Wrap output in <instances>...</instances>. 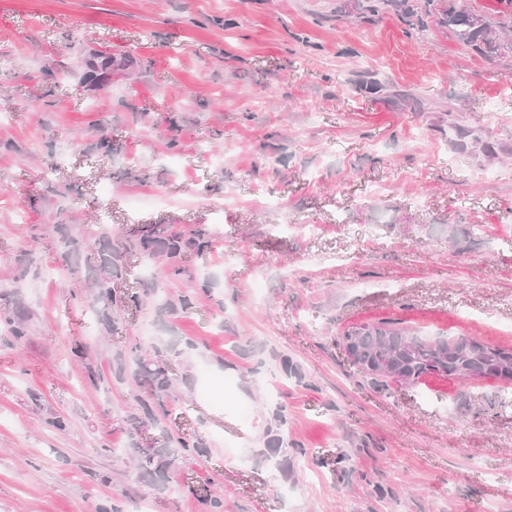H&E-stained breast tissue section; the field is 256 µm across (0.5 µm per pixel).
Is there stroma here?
Here are the masks:
<instances>
[{
    "label": "stroma",
    "mask_w": 512,
    "mask_h": 512,
    "mask_svg": "<svg viewBox=\"0 0 512 512\" xmlns=\"http://www.w3.org/2000/svg\"><path fill=\"white\" fill-rule=\"evenodd\" d=\"M359 2L0 0V312L27 328L0 321V512H512V381L405 385L341 339L512 349V54ZM154 224L199 235L182 275L136 247ZM141 349L161 399L118 378ZM164 430L190 447L158 487L131 458ZM107 248L109 251V258L103 257V260H101L103 263L101 262L102 264L100 265V269L103 271V273H106V275L103 276L97 274L95 276L91 284V288L93 289L86 299L89 301V303L93 304L99 309H102L103 313H105L107 310H112V306L118 302L116 296L112 293L110 281L112 279L114 269L117 267L112 262V259L114 260V257L119 259L120 255L112 253V245L110 243L108 244Z\"/></svg>",
    "instance_id": "stroma-1"
}]
</instances>
